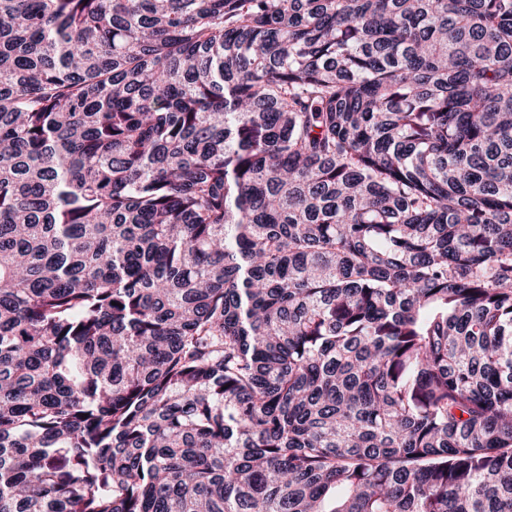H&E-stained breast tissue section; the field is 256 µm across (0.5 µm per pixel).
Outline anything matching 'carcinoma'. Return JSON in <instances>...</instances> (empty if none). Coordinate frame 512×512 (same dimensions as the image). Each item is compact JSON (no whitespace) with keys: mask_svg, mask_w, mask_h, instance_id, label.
<instances>
[{"mask_svg":"<svg viewBox=\"0 0 512 512\" xmlns=\"http://www.w3.org/2000/svg\"><path fill=\"white\" fill-rule=\"evenodd\" d=\"M0 512H512V0H0Z\"/></svg>","mask_w":512,"mask_h":512,"instance_id":"carcinoma-1","label":"carcinoma"}]
</instances>
